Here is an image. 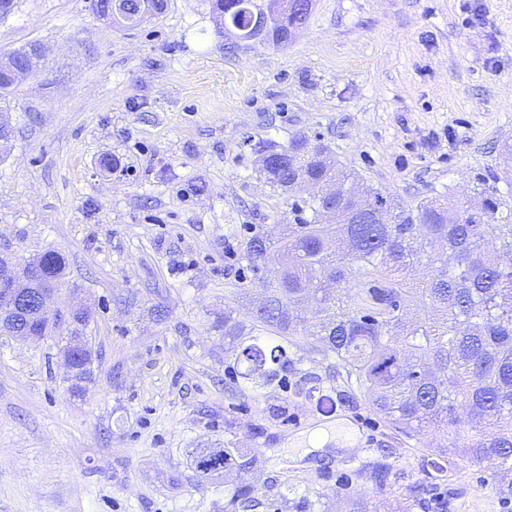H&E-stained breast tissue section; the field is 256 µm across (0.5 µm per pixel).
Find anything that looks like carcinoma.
<instances>
[{
  "instance_id": "cac0c4a2",
  "label": "carcinoma",
  "mask_w": 512,
  "mask_h": 512,
  "mask_svg": "<svg viewBox=\"0 0 512 512\" xmlns=\"http://www.w3.org/2000/svg\"><path fill=\"white\" fill-rule=\"evenodd\" d=\"M242 40L285 45L309 15L294 24L255 20L253 0L224 12ZM260 173L291 196L320 185L308 199L311 217L285 224L273 240L247 237L241 260L253 274L281 268L259 305L224 310V350L245 364L244 378L270 383L293 367L286 345L304 339L340 380L375 413L408 435L440 433L437 462L457 456L494 462V488L512 499V203L488 198L475 209L448 193L392 205L377 191L361 197L350 171L330 149L304 136L258 146ZM43 282L61 281L62 253L49 250L19 265ZM73 319L85 351L73 359L79 379L91 377L90 315ZM207 476L244 478L257 463L240 448L200 451Z\"/></svg>"
}]
</instances>
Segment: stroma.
Instances as JSON below:
<instances>
[{
    "instance_id": "35a3bbf8",
    "label": "stroma",
    "mask_w": 512,
    "mask_h": 512,
    "mask_svg": "<svg viewBox=\"0 0 512 512\" xmlns=\"http://www.w3.org/2000/svg\"><path fill=\"white\" fill-rule=\"evenodd\" d=\"M314 0L285 46L226 37L208 0H168L110 27L89 0H16L0 54L36 44L0 157V251L56 250L52 311L83 302L98 352L83 397L59 363L67 327L0 334V512H512L486 464L430 465L436 434L409 436L326 379L305 342L296 373L243 381L217 318L274 285L239 260L251 225L277 235L301 198L267 184L257 143L303 134L362 184L406 206L512 192V0ZM170 310L156 321L154 306ZM324 377L299 399L297 375ZM258 462L201 478L197 448ZM383 470V482L373 474Z\"/></svg>"
}]
</instances>
